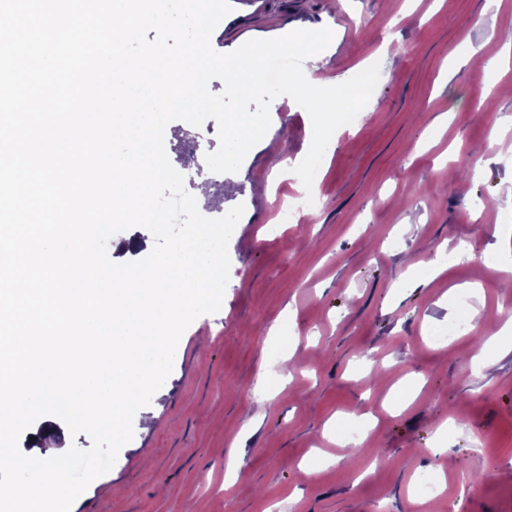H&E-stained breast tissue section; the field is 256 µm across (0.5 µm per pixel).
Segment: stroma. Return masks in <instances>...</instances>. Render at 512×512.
I'll return each mask as SVG.
<instances>
[{"mask_svg":"<svg viewBox=\"0 0 512 512\" xmlns=\"http://www.w3.org/2000/svg\"><path fill=\"white\" fill-rule=\"evenodd\" d=\"M211 36L229 53L250 39L330 28L334 37L305 75L380 77L355 120L337 129L313 192L293 224L276 211L302 191L296 166L312 139L290 97L240 169L211 178L206 153L219 127L171 121L165 150L209 218L245 212L228 245L220 310L183 333L173 369L133 419L114 467L91 482L75 512H512V350L472 362L476 339L512 316V288L496 274L493 226L512 221V96L461 70L441 85L461 47L496 54L512 26V0H230ZM469 98L455 108L457 97ZM483 166L480 180L469 175ZM154 246L136 226L108 256L138 261ZM466 311L446 343L436 327ZM413 401L392 406L395 393ZM368 425L357 447L340 431L350 414ZM46 443L21 436L28 456L91 445L47 415ZM238 477L225 483L228 464ZM440 476L441 495L418 498L417 477ZM483 473L471 483L473 473Z\"/></svg>","mask_w":512,"mask_h":512,"instance_id":"35a3bbf8","label":"stroma"}]
</instances>
